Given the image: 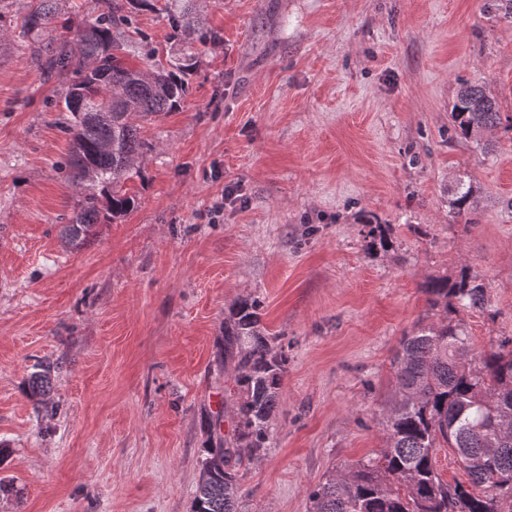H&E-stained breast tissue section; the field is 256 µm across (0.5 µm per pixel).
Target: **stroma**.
Instances as JSON below:
<instances>
[{"instance_id": "obj_1", "label": "stroma", "mask_w": 512, "mask_h": 512, "mask_svg": "<svg viewBox=\"0 0 512 512\" xmlns=\"http://www.w3.org/2000/svg\"><path fill=\"white\" fill-rule=\"evenodd\" d=\"M166 2L128 0L126 60L193 53L189 93L138 119L136 207L74 249L67 80L46 68L70 33L22 36L31 0H0V512H190L203 421L231 429L215 341L238 299L261 300L288 355L242 512H310L330 472L384 448L392 359L439 318L428 280L469 268L488 305L452 320L478 352L512 338V133L486 153L449 124L464 82L512 116V20L490 0H195L203 43L172 37ZM462 177L468 216L448 207ZM369 218L388 250L368 249ZM479 196L478 188L471 180L466 182L460 179L455 187L451 190V197L449 199V207L454 214H461L472 209L478 205ZM38 370L32 373L28 379L27 387L32 398H44L53 388V376L55 367L51 363H42Z\"/></svg>"}]
</instances>
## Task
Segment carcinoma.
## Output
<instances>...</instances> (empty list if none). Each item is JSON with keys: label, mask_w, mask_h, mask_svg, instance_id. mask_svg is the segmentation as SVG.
I'll return each mask as SVG.
<instances>
[{"label": "carcinoma", "mask_w": 512, "mask_h": 512, "mask_svg": "<svg viewBox=\"0 0 512 512\" xmlns=\"http://www.w3.org/2000/svg\"><path fill=\"white\" fill-rule=\"evenodd\" d=\"M47 2L39 0L27 14L23 34L53 27L58 13ZM123 8L122 0H100L96 23L76 29L75 48L59 46L49 58L50 69L71 75L63 98L72 116L63 127L71 135L69 177L82 182L87 172L94 175L80 210L61 230L75 248L100 223V200L112 220L135 208L136 198L122 190L121 180L148 145L133 117L177 111L188 92L191 53L164 63L150 50L146 67L125 63L124 44L112 33L127 21ZM451 125L456 135L479 143L501 126L512 131V117H502L484 85L465 83ZM478 201L477 186L461 179L449 207L461 214ZM426 292L431 307L447 312L456 305H487L483 284L466 267L453 280H429ZM261 309L260 300L242 298L224 318L216 358L232 368L234 424L226 435L221 416L206 424L213 442L204 449L191 512H240L238 470L271 447L288 356L263 329ZM393 365L395 390L382 418L385 447L316 485L309 495L312 512H512V338L476 353L460 325L446 319L422 323L403 338ZM53 373L51 363L38 366L27 382L31 397L51 392ZM447 447L466 480L451 484L437 472L436 451Z\"/></svg>", "instance_id": "1"}]
</instances>
